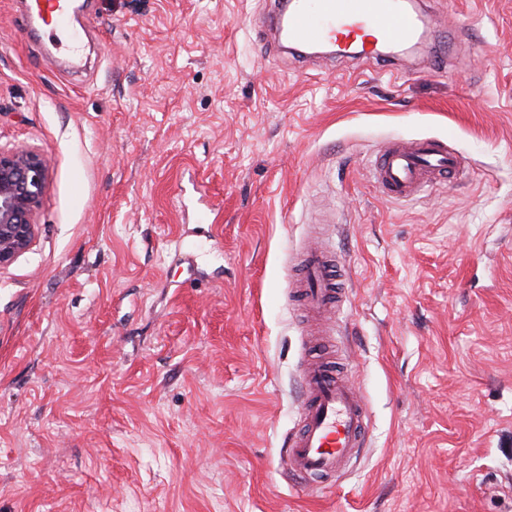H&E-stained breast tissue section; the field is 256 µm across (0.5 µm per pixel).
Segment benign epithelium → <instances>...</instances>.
Listing matches in <instances>:
<instances>
[{"label":"benign epithelium","instance_id":"1","mask_svg":"<svg viewBox=\"0 0 512 512\" xmlns=\"http://www.w3.org/2000/svg\"><path fill=\"white\" fill-rule=\"evenodd\" d=\"M48 176L49 161L39 152L0 148V268L34 244Z\"/></svg>","mask_w":512,"mask_h":512}]
</instances>
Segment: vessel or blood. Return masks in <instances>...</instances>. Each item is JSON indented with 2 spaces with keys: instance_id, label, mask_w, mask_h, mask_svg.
Returning <instances> with one entry per match:
<instances>
[{
  "instance_id": "1",
  "label": "vessel or blood",
  "mask_w": 512,
  "mask_h": 512,
  "mask_svg": "<svg viewBox=\"0 0 512 512\" xmlns=\"http://www.w3.org/2000/svg\"><path fill=\"white\" fill-rule=\"evenodd\" d=\"M25 27H40L67 35L70 66L79 69L82 31L71 25L74 0H25ZM417 15L398 0H272L262 20L274 33L279 48L293 51L328 42L357 41L364 55L383 43L403 45L418 31ZM461 158L435 142H394L380 150L374 182L382 194L407 199L438 177L458 172ZM339 273L327 251L305 253L292 281V293L312 309L338 307ZM302 415L297 430L286 437L283 464L286 474L310 484L341 474L363 446L367 414L356 390L343 372L326 364L306 366L302 385Z\"/></svg>"
}]
</instances>
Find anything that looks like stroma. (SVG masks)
Returning <instances> with one entry per match:
<instances>
[{
    "mask_svg": "<svg viewBox=\"0 0 512 512\" xmlns=\"http://www.w3.org/2000/svg\"><path fill=\"white\" fill-rule=\"evenodd\" d=\"M71 75L0 0V147L50 161L0 268V512H512V0H419L390 65L268 47L266 0H79ZM464 160L407 201L394 140ZM322 245L364 446L311 491L286 435ZM339 270H334L328 252L315 248L305 253L300 262V272L291 281L292 294L302 305L311 309L336 307L340 310L344 302L338 291Z\"/></svg>",
    "mask_w": 512,
    "mask_h": 512,
    "instance_id": "1",
    "label": "stroma"
}]
</instances>
